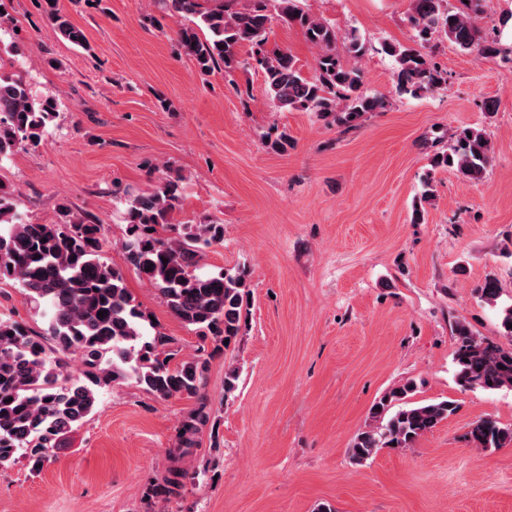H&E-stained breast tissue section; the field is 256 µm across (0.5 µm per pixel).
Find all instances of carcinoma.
Returning a JSON list of instances; mask_svg holds the SVG:
<instances>
[{
	"mask_svg": "<svg viewBox=\"0 0 512 512\" xmlns=\"http://www.w3.org/2000/svg\"><path fill=\"white\" fill-rule=\"evenodd\" d=\"M172 12L191 25L178 32L182 53L202 73H234L247 65L261 71L263 94L278 111L314 112L338 126H353L364 115L386 109V98L364 89L360 70L343 62L336 50V28L310 16L296 0H167ZM410 0L407 14L414 45L385 43L382 50L396 64L400 91L417 95L445 82L443 72L421 51L441 32L459 50L477 58L500 54L481 35L475 19L484 0ZM47 18L69 42L84 46L86 36L58 7L45 2ZM298 26L318 49L314 74L306 77L286 47L269 44L272 24ZM249 47L240 59V48ZM56 93L36 94L21 78L0 75V157L38 146L57 116ZM492 161V146L482 129L453 134L448 151L434 155L432 166L453 169L477 182ZM181 177L162 178L150 192L126 201L125 262L162 299L170 313L193 327L202 342L198 354L176 360L173 337L162 332L140 309L126 287L122 269L104 257L102 224L76 223L67 207L55 224L25 221L15 206L12 185L0 181V283L20 288L23 299L45 319L34 334L19 322L0 318V467L23 458L34 469L53 456L68 434L91 416L99 391L116 381L132 380L159 398L198 401L182 421L179 454L196 447L210 421L202 402L208 360L235 340L247 315L246 278L237 274H202L205 247L224 241L222 224L171 222L182 209ZM103 316H98V312ZM456 378L463 387L496 391L512 388V345L505 347L456 324ZM80 360L76 373L67 359ZM416 383L408 380L386 392L371 408L373 424L359 432L350 448L361 464L383 448H411L454 415L453 400L419 404L409 401ZM468 441L483 450L512 443V428L481 418L470 425ZM188 472L170 470L165 484L149 485L147 497L168 499L185 486Z\"/></svg>",
	"mask_w": 512,
	"mask_h": 512,
	"instance_id": "obj_1",
	"label": "carcinoma"
}]
</instances>
